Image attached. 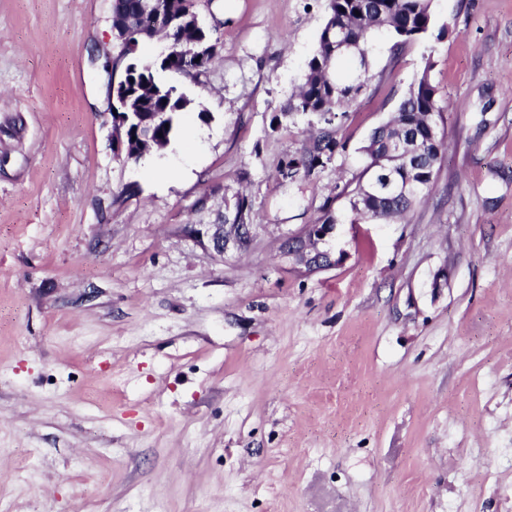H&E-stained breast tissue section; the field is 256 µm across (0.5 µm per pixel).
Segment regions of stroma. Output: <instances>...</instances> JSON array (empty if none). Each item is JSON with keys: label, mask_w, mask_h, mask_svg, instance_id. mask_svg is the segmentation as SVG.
I'll use <instances>...</instances> for the list:
<instances>
[{"label": "stroma", "mask_w": 512, "mask_h": 512, "mask_svg": "<svg viewBox=\"0 0 512 512\" xmlns=\"http://www.w3.org/2000/svg\"><path fill=\"white\" fill-rule=\"evenodd\" d=\"M220 53L149 173L113 146L112 0H0V512H512V0H432L326 166L277 167L326 0H197ZM429 73L449 147L344 260L281 253ZM253 204L217 256L188 225Z\"/></svg>", "instance_id": "obj_1"}]
</instances>
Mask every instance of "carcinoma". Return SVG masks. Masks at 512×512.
Masks as SVG:
<instances>
[{
    "instance_id": "carcinoma-1",
    "label": "carcinoma",
    "mask_w": 512,
    "mask_h": 512,
    "mask_svg": "<svg viewBox=\"0 0 512 512\" xmlns=\"http://www.w3.org/2000/svg\"><path fill=\"white\" fill-rule=\"evenodd\" d=\"M188 6L180 0H159L156 9L144 13L142 0H112V30L120 41L119 54L112 58V73H120L114 85L118 112H166L168 116L150 120L141 128L144 139L157 146L174 137L179 114L186 111L188 99L174 86L157 80L155 72L173 71L194 76L205 69L211 57L194 51L191 41L213 44V33L201 32L187 22ZM432 27L431 0H327L326 20L316 48L308 60L302 83L293 94L286 113L301 112L317 117L320 128L310 135L309 145L281 161L280 174L291 180L309 176L324 167L343 144L338 133L348 117L345 107L364 93L372 79L370 46L379 31L392 40L391 51L398 55L406 45L427 34ZM161 35L172 42V50L157 62L141 55L144 42ZM442 118L437 89L428 71L409 87L394 115L375 127L363 147L366 163L354 184L336 187V195L320 207L318 224L339 221L333 203L348 199L351 223L387 221L404 217L430 191L441 153L446 149L436 119ZM421 147L416 175L399 166L395 181H411L407 195L388 190L366 192L372 177L389 165L391 157ZM252 206L240 197L232 223H251Z\"/></svg>"
}]
</instances>
